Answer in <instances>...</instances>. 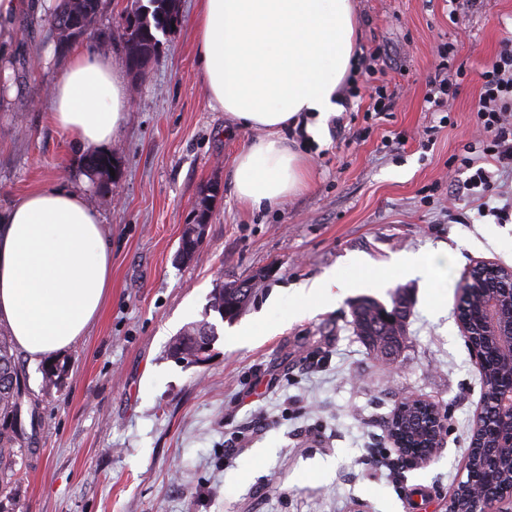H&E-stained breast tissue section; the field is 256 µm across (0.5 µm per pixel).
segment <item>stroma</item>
Instances as JSON below:
<instances>
[{
    "mask_svg": "<svg viewBox=\"0 0 512 512\" xmlns=\"http://www.w3.org/2000/svg\"><path fill=\"white\" fill-rule=\"evenodd\" d=\"M360 94L341 99L317 144L291 139L310 186L275 207L245 208L232 192L237 156L259 133L211 106L191 18L161 38L142 74H126L128 122L108 149L114 176L95 189L79 150L50 122L47 90L66 57L35 15L14 24L13 95L0 105V208L36 189L83 191L112 242V293L98 320L57 353L67 372L43 393L26 364L42 424L16 465L9 512H446L467 477L466 452L483 385L456 321L459 287L481 261L512 267V218L457 200V160L479 137V73L512 33V0L454 10L451 0H352ZM450 43L466 75L448 115L424 102ZM381 50L372 61L373 50ZM376 63L394 102L373 111ZM219 183L205 240L176 253L203 192ZM411 255L429 274L400 269ZM266 272L237 321L205 314L219 281ZM335 275V296L312 307L299 287ZM413 304L394 362L370 355L351 324L362 296ZM209 318V361L168 358L173 336ZM438 404L444 444L409 466L387 430L395 404Z\"/></svg>",
    "mask_w": 512,
    "mask_h": 512,
    "instance_id": "stroma-1",
    "label": "stroma"
}]
</instances>
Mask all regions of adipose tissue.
<instances>
[{"label":"adipose tissue","instance_id":"ef3b65f1","mask_svg":"<svg viewBox=\"0 0 512 512\" xmlns=\"http://www.w3.org/2000/svg\"><path fill=\"white\" fill-rule=\"evenodd\" d=\"M53 0H0V70L9 68L14 22ZM207 95L239 127L265 130L235 161L233 191L255 210L307 187L285 133L320 140L337 90L356 64L351 0H198L192 18ZM50 120L72 145L111 144L131 109L121 65L75 49L51 86ZM112 289V246L85 193L41 189L0 209V325L29 361L83 336Z\"/></svg>","mask_w":512,"mask_h":512}]
</instances>
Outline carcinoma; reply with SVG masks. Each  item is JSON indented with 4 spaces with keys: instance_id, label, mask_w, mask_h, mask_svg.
Wrapping results in <instances>:
<instances>
[{
    "instance_id": "1",
    "label": "carcinoma",
    "mask_w": 512,
    "mask_h": 512,
    "mask_svg": "<svg viewBox=\"0 0 512 512\" xmlns=\"http://www.w3.org/2000/svg\"><path fill=\"white\" fill-rule=\"evenodd\" d=\"M101 2L59 0L50 17L40 19V23L60 47H71L91 39L102 47L120 46L128 64L135 61L146 64L160 46L158 33L167 32L178 22L177 0H130L126 18L112 30L103 31L96 27ZM82 163L89 176H103L112 168V157L91 151L83 154ZM257 286L258 282L250 277L216 284L204 319L186 325L170 340V357L188 364L209 359L217 332L207 316L215 312L228 323L238 320L257 295ZM405 295V289H395L390 294V308L370 296L360 297L352 304L353 324L377 359L389 358L403 340V319L408 304ZM458 310L462 311L472 329H478L480 317L475 301H460ZM482 350L483 360L478 372L483 383L484 417L477 438L478 447L473 449L468 461V470L481 475L482 482L474 485L463 482L455 504L459 512H471L488 496L512 489V457L491 455L502 437V412L497 392L499 383L512 375V350L485 341ZM65 373L66 365L59 362L42 367L44 390L49 392L58 387ZM25 383L27 375L14 354V343L7 333L0 332V512H4L3 501L11 499L19 482L16 458L35 450L41 425L39 407L31 392H26L25 399H20L19 387Z\"/></svg>"
}]
</instances>
